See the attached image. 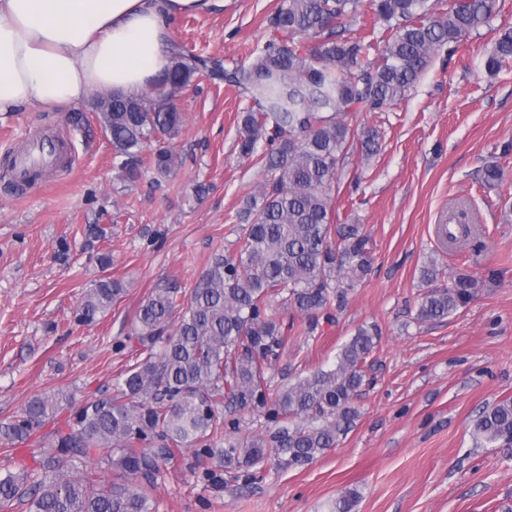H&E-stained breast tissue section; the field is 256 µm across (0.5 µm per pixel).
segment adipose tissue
Listing matches in <instances>:
<instances>
[{
    "mask_svg": "<svg viewBox=\"0 0 512 512\" xmlns=\"http://www.w3.org/2000/svg\"><path fill=\"white\" fill-rule=\"evenodd\" d=\"M220 0H0V112L136 95L167 69L168 24Z\"/></svg>",
    "mask_w": 512,
    "mask_h": 512,
    "instance_id": "adipose-tissue-1",
    "label": "adipose tissue"
}]
</instances>
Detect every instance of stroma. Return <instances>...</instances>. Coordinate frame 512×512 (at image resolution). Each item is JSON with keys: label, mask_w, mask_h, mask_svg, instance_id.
Here are the masks:
<instances>
[{"label": "stroma", "mask_w": 512, "mask_h": 512, "mask_svg": "<svg viewBox=\"0 0 512 512\" xmlns=\"http://www.w3.org/2000/svg\"><path fill=\"white\" fill-rule=\"evenodd\" d=\"M278 0H224L222 9L171 23L173 42L205 57L249 62L265 43ZM512 27V0L455 52L439 50L419 82L382 112L349 115L379 130L380 150L352 158L334 191L342 222L362 225L372 264L333 322L289 333L272 377L283 385L331 367L359 327L380 339L346 436L311 463H268L244 481L233 467L185 448L162 466L155 512H331L354 492V512H512V444L476 446L471 423L487 404L512 397V63L483 62ZM184 123L167 176L144 169L123 182L94 101L72 110L25 107L0 114V424L37 395L72 400L24 440H0V470L36 467L72 404L112 395L140 354L136 312L155 288H191L215 255L238 249L237 214L264 180L260 155L241 156L246 95L202 76L176 102ZM65 137L74 164L63 179L21 195L7 147L29 132ZM503 180L488 185L484 166ZM465 207L479 230L448 248L437 235ZM479 278L475 296L441 321H420L421 271ZM121 284L112 308L77 322L86 289Z\"/></svg>", "instance_id": "obj_1"}]
</instances>
